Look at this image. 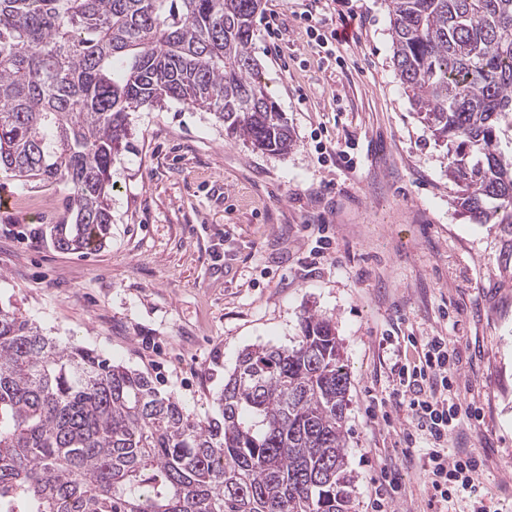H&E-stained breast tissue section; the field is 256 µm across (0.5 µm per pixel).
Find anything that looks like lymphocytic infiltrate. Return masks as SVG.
<instances>
[{
  "instance_id": "lymphocytic-infiltrate-1",
  "label": "lymphocytic infiltrate",
  "mask_w": 512,
  "mask_h": 512,
  "mask_svg": "<svg viewBox=\"0 0 512 512\" xmlns=\"http://www.w3.org/2000/svg\"><path fill=\"white\" fill-rule=\"evenodd\" d=\"M416 362L397 364L398 382L392 395L410 418L407 444L423 440L422 468L430 507L447 503L458 494L473 502L472 512H486L479 480L481 462L473 453L448 454V437L460 423L461 403L455 373L450 364L447 337L409 338Z\"/></svg>"
}]
</instances>
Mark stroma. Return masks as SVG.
Listing matches in <instances>:
<instances>
[{
    "instance_id": "obj_1",
    "label": "stroma",
    "mask_w": 512,
    "mask_h": 512,
    "mask_svg": "<svg viewBox=\"0 0 512 512\" xmlns=\"http://www.w3.org/2000/svg\"><path fill=\"white\" fill-rule=\"evenodd\" d=\"M354 5L355 40L328 50L307 36L301 0H266L256 18L254 55L296 139L288 154L228 140L213 115L175 102L133 111L102 248L51 242L67 187L1 173L12 204L0 208V302L213 416L244 349L293 346L308 310L332 320L351 380L354 512H371L390 464L404 475L394 512H431L391 367L394 343L446 336L462 404L448 451L478 456L488 512H512V227L458 215L448 149L396 75L388 0ZM349 145L352 166L339 156ZM322 235L330 249L311 261Z\"/></svg>"
}]
</instances>
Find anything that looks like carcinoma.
Masks as SVG:
<instances>
[{
    "instance_id": "1",
    "label": "carcinoma",
    "mask_w": 512,
    "mask_h": 512,
    "mask_svg": "<svg viewBox=\"0 0 512 512\" xmlns=\"http://www.w3.org/2000/svg\"><path fill=\"white\" fill-rule=\"evenodd\" d=\"M393 65L448 146L459 213L512 225V0H389ZM263 0H0V172L62 182L66 251L111 234L130 112L169 101L225 137L285 155L292 130L258 78ZM291 348H247L219 416L147 374L61 343L0 306V508L6 512H351L350 375L332 321L307 311Z\"/></svg>"
}]
</instances>
